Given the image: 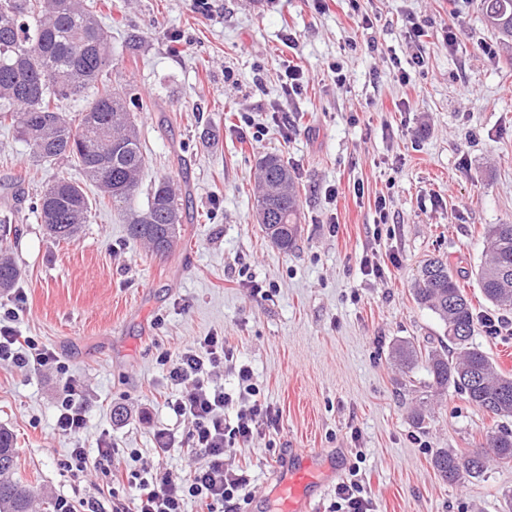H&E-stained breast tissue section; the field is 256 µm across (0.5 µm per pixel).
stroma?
<instances>
[{
    "label": "stroma",
    "instance_id": "35a3bbf8",
    "mask_svg": "<svg viewBox=\"0 0 512 512\" xmlns=\"http://www.w3.org/2000/svg\"><path fill=\"white\" fill-rule=\"evenodd\" d=\"M92 2L112 33L111 81L133 82L150 102L136 119L146 158L138 200L171 179L187 217L163 256L132 240L105 199L77 238H49L31 209L36 195L82 174L67 160L35 161L15 124L0 122V212L20 226L5 248L26 297L19 307L15 293L0 294V313L15 308L8 326L64 364L0 366V427L38 497L128 504L140 478L201 463L188 423L167 406L182 389L164 360L218 334L279 414L251 447L224 451L225 467L247 468L246 512H279L276 465L297 450L326 479L316 512H330L355 466L376 512H502L512 464L490 462L455 484L432 466L436 449L480 447L497 418L455 390L434 394L423 368L403 372L391 355L395 344L444 336L412 294L421 266L440 255L478 318L474 343L512 374V311L487 303L476 280L487 226L512 223V50L485 58L496 38L480 0ZM456 11L465 24L452 52ZM411 20L426 31V67L404 85L390 60L414 55ZM288 60L304 72L296 96L282 89ZM269 153L300 188L301 232L288 251L256 219L258 164ZM365 257L379 274L364 270ZM69 378L84 387V448L93 458L112 442L123 482L63 471L71 443L55 412ZM160 429L175 439L162 455Z\"/></svg>",
    "mask_w": 512,
    "mask_h": 512
}]
</instances>
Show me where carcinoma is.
<instances>
[{
  "label": "carcinoma",
  "instance_id": "1",
  "mask_svg": "<svg viewBox=\"0 0 512 512\" xmlns=\"http://www.w3.org/2000/svg\"><path fill=\"white\" fill-rule=\"evenodd\" d=\"M483 18L495 22L492 32L512 44V0H481ZM112 52L108 30L84 0H0V117H11L33 157L45 163L67 158L78 164L87 181L128 224L130 237L156 254L177 244L183 218L178 186L169 179L155 185L144 207L135 201L145 157L135 113L149 109L131 85L115 87L109 79ZM83 99L78 123L58 106ZM263 186L256 211L264 237L278 249H292L300 232L295 178L276 155L259 162ZM33 209L48 234L67 241L92 215L86 185L59 179L40 193ZM13 216L0 215V243L17 236ZM489 258L477 272L485 299L512 310V224H492L486 232ZM20 278L11 257L0 254V291H10ZM416 302L432 311L445 327L449 347L417 349L399 343L392 357L405 367L422 362L430 384L440 391L454 387L475 406L496 417H512V375L504 373L473 343L476 324L470 300L448 267L432 258L415 280ZM512 463V429L488 435L487 450L458 453L440 448L432 464L440 477L458 483L477 478L489 457ZM17 453L10 431L0 428V512H30L35 490L16 472Z\"/></svg>",
  "mask_w": 512,
  "mask_h": 512
}]
</instances>
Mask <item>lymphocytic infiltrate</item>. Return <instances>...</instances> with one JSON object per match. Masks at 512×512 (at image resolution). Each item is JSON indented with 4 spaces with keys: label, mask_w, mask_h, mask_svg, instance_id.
<instances>
[{
    "label": "lymphocytic infiltrate",
    "mask_w": 512,
    "mask_h": 512,
    "mask_svg": "<svg viewBox=\"0 0 512 512\" xmlns=\"http://www.w3.org/2000/svg\"><path fill=\"white\" fill-rule=\"evenodd\" d=\"M232 358V353L224 347L223 337L217 335L190 344L175 357L168 375L171 381L182 386L183 393L170 407L176 417L190 423L191 446L202 455L203 461L186 477L168 475L158 483L141 480L132 508L117 507L113 512H187L186 506L191 502L199 504L201 512H242L247 479L225 469L224 451L249 446L259 437L256 416H265L271 422L276 420L277 414L262 400L248 367H239L237 371L238 395L209 389L215 369ZM0 362L19 368L60 364L52 349L2 324ZM238 398L249 400L250 405L237 412L235 422H227L224 411ZM86 422L81 389L76 382H68L66 396L56 408V430L59 436L75 439Z\"/></svg>",
    "instance_id": "lymphocytic-infiltrate-1"
}]
</instances>
